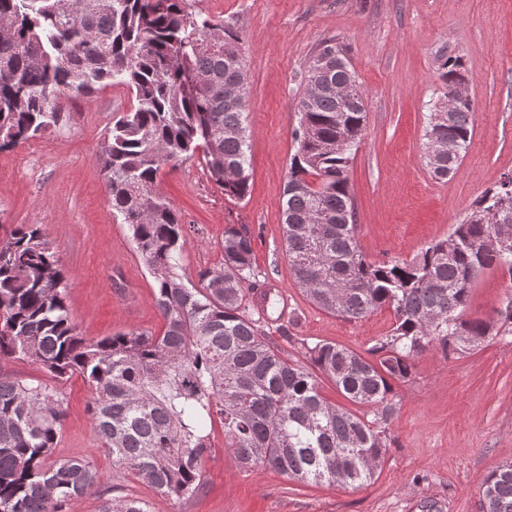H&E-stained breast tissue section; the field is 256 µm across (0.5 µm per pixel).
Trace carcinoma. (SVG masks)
<instances>
[{"label":"carcinoma","instance_id":"obj_1","mask_svg":"<svg viewBox=\"0 0 512 512\" xmlns=\"http://www.w3.org/2000/svg\"><path fill=\"white\" fill-rule=\"evenodd\" d=\"M0 0V149L26 142L60 120L59 96L88 95L121 84L136 105L112 125L104 178L112 212L127 225L154 278L159 335L130 331L99 340L82 336L66 303L68 283L52 243L36 224L0 238V360H22L59 381L78 374L95 390L90 414L118 470L180 500L203 480L202 459L215 423L246 465L300 482L362 486L387 453L383 428L395 413L391 381L409 378L431 345L474 350L495 325L465 319L478 273L512 280V177L487 192L452 233L411 261L371 263L360 250L348 172L366 125L361 89L341 97L355 77L343 50H331L318 87L297 104L308 133L295 136L284 189L285 244L296 285L320 308L349 320L386 308L391 333L371 361L332 343L308 348L313 369L289 360L249 313L259 271L252 239L231 224L221 261L185 283L187 245L178 212L157 191L160 170L195 154L224 194H248L250 160L242 101L226 100L240 79V36L224 21L191 10L189 0ZM204 80L181 91L178 56ZM447 112H432L425 131L427 167L445 179L471 143L473 105L455 102L465 74L457 57L438 68ZM445 145L441 153L430 143ZM369 421L328 402L316 372ZM66 410L57 389L38 379L0 377V512H64L101 476L87 460H55ZM486 512H512V463L481 486ZM100 512H149L138 499H106Z\"/></svg>","mask_w":512,"mask_h":512}]
</instances>
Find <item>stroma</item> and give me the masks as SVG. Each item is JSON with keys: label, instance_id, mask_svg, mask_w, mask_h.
<instances>
[{"label": "stroma", "instance_id": "obj_1", "mask_svg": "<svg viewBox=\"0 0 512 512\" xmlns=\"http://www.w3.org/2000/svg\"><path fill=\"white\" fill-rule=\"evenodd\" d=\"M193 9L241 37L251 178L247 196L235 200L201 157L162 168L157 189L186 226L185 279L219 263L224 229L235 225L252 236L272 291L259 324L285 356L304 364L307 346L331 342L370 357L390 333L391 313L349 321L320 309L296 286L285 254L282 199L306 63L329 39L350 60L368 112L349 169L358 241L368 261H408L512 175V0H195ZM447 56L460 57L472 81L475 124L456 172L439 180L425 164L424 134ZM60 106L57 127L0 150V237L22 224L40 227L85 338L160 333L155 282L112 211L103 174L104 141L113 117L133 109L131 95L108 83L87 96L63 95ZM510 291L501 273H480L465 318L502 323ZM393 388L388 451L367 485H303L241 466L218 427L201 489L178 501L113 467L89 412L94 394L72 377L59 384L67 416L54 457L91 461L102 483L67 512H98L106 498L141 499L150 512H482L484 479L512 462V331L467 352L430 346L413 377Z\"/></svg>", "mask_w": 512, "mask_h": 512}]
</instances>
